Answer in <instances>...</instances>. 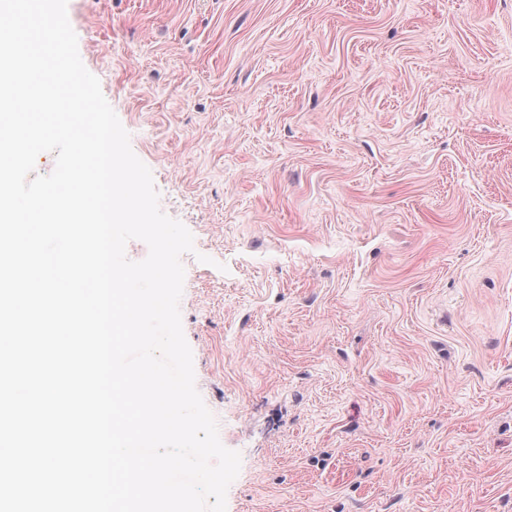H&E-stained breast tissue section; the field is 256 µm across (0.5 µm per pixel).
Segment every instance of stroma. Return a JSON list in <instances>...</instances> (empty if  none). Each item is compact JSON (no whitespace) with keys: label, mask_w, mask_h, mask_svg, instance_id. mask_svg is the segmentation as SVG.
I'll use <instances>...</instances> for the list:
<instances>
[{"label":"stroma","mask_w":512,"mask_h":512,"mask_svg":"<svg viewBox=\"0 0 512 512\" xmlns=\"http://www.w3.org/2000/svg\"><path fill=\"white\" fill-rule=\"evenodd\" d=\"M67 16L194 238L227 512H512V0Z\"/></svg>","instance_id":"1"}]
</instances>
